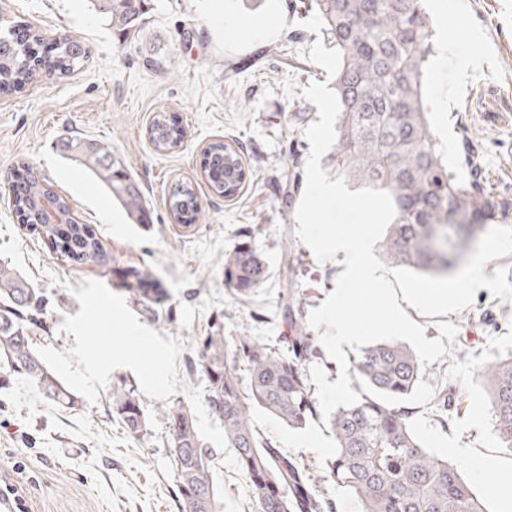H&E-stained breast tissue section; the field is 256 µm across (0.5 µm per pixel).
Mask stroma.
Here are the masks:
<instances>
[{"mask_svg":"<svg viewBox=\"0 0 512 512\" xmlns=\"http://www.w3.org/2000/svg\"><path fill=\"white\" fill-rule=\"evenodd\" d=\"M304 0H147L140 30L123 36L90 0H0V12L26 21L52 40L71 34L87 60L67 75L38 74L19 92L0 95V262L40 288L44 322L30 336L46 366L77 397L74 408L44 398L22 375L0 388V478L24 464L29 512H183L167 429L157 409L186 402L216 466L212 483L218 512H254L236 453L206 400L207 383L189 373L194 340L215 327L275 345L335 288L340 259L318 261L295 235V212L305 182L280 187L288 167H304L310 144L304 129L318 109L297 87L327 79L308 59L324 39L319 18ZM436 54L431 60L426 110L463 180L491 201L494 226L512 227V0H428ZM172 112L187 132L180 149L157 153L148 127ZM79 137L108 146L139 182L147 223L124 208L78 161L57 147ZM214 141L238 149L253 171L236 197L215 196L200 168ZM68 197L80 222L107 250L104 265L57 260L52 246L23 229L8 187L17 160ZM192 183L201 219L189 228L172 220L168 196ZM249 242L269 266L256 302L243 306L224 285V255ZM295 261L284 265L285 252ZM150 273L162 293L156 314L134 304L127 288L134 271ZM298 293L294 322L278 315L282 288ZM456 329L448 354L426 365L407 400L411 427L439 456L457 449L484 460L465 470L485 505L501 512L497 472L512 467L502 447L478 367L512 354V301L478 289L472 303L444 315ZM134 386L145 409V436L130 435L112 416L114 386ZM450 403L434 411L439 391ZM251 422L262 441L304 466L335 512H359L343 489L322 480L336 440L316 416L291 428L261 409Z\"/></svg>","mask_w":512,"mask_h":512,"instance_id":"35a3bbf8","label":"stroma"}]
</instances>
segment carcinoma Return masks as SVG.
I'll return each mask as SVG.
<instances>
[{"mask_svg":"<svg viewBox=\"0 0 512 512\" xmlns=\"http://www.w3.org/2000/svg\"><path fill=\"white\" fill-rule=\"evenodd\" d=\"M91 2L114 29L131 34L142 25L146 0ZM424 3L311 0V8L341 55L334 82L340 112L331 166L349 182L392 196L396 217L381 245L386 259L441 277L459 265L461 244L487 231L494 210L480 190L451 170L446 147L431 131L424 101L434 42ZM38 42L24 22H0L1 94L21 89L43 67L66 75L86 59L85 44L77 37H58L46 55L34 52ZM149 137L156 151H171L184 138L182 122L170 112L158 113ZM61 151L96 175L135 223L146 222L140 186L111 150L71 137L62 142ZM201 167L211 192L226 199L235 197L251 176L240 153L221 141L205 148ZM13 177L20 223L54 242L62 260L100 261L99 237L90 225L76 221L65 197L35 177L24 161L18 162ZM42 197L55 198L68 221L43 223ZM169 208L183 226L196 223L200 209L192 185L176 186ZM265 278V260L249 243L224 256V284L240 304L252 302ZM153 284L149 274H140L129 291L134 303L154 316L159 298ZM296 300L294 289L282 291L283 319L293 318ZM44 307L40 289L0 263V385L9 375L22 374L46 399L71 409L76 396L47 368L28 336L29 326L43 322ZM286 344L282 351L252 336L227 337L215 329L198 338L190 370L207 380L208 402L224 424V440L236 450L257 512H329L331 502L311 483L305 467L261 443L252 427L254 407L292 428L304 426L317 413L305 373L314 354L313 337L298 327ZM229 352L248 372L245 393L237 367L227 361ZM353 372L367 393L330 417L336 448L323 465L324 481L345 489L360 512H486L462 466L430 452L411 428L413 411L404 401L422 373L416 355L398 343L370 345L354 359ZM477 377L489 392L498 439L512 452V354L481 367ZM111 409L131 435L146 431L145 410L133 387L124 383L112 388ZM158 415L170 436L184 512H216L214 458L191 409L174 399L160 406Z\"/></svg>","mask_w":512,"mask_h":512,"instance_id":"obj_1","label":"carcinoma"}]
</instances>
